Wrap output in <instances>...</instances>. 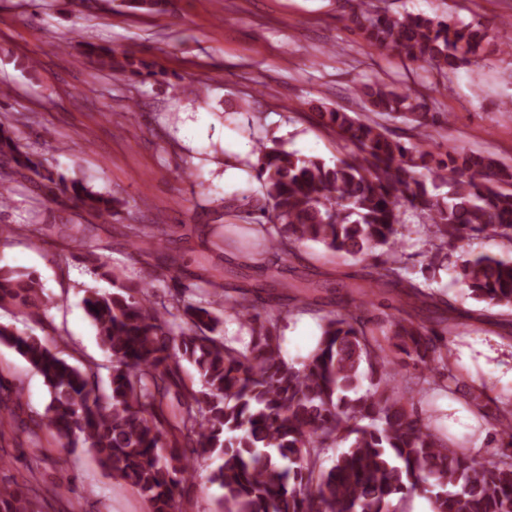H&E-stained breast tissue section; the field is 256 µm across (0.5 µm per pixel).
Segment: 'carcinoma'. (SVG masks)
<instances>
[{
  "label": "carcinoma",
  "instance_id": "obj_1",
  "mask_svg": "<svg viewBox=\"0 0 512 512\" xmlns=\"http://www.w3.org/2000/svg\"><path fill=\"white\" fill-rule=\"evenodd\" d=\"M168 0H126V6L160 12ZM351 21L378 49L448 74L477 61L488 32L479 24L450 22L424 14L391 13L374 0H360ZM101 67L144 80L151 65L102 49ZM378 119L325 108L317 118L353 146L329 166L300 157L276 141L258 142L256 177L261 204L247 214L268 225L260 262L242 268L280 274L278 263L303 259L307 242L365 263L370 288H393L405 305L388 316L386 343L368 327L364 303L343 312L323 311L309 286L283 282L298 313L318 315L321 335L300 363L282 354L274 336L286 313L261 296L258 286L227 288L231 268L210 275L188 301L176 290L167 302L97 266L112 291H89L84 302L101 346L110 355V392L96 394L97 372L69 363L45 340L0 325V344L13 348L43 379L50 400L32 420V435L45 427L66 450L86 449L112 477L135 485L151 512H179L184 456L214 464L209 481L223 494L219 512H398V502L417 490L430 494L434 512H512V400H495L471 388L465 401L490 423L500 442L499 460L462 452L424 423L415 398L457 380L448 359L455 325L427 326L412 311L439 296L403 275L397 235L404 208L427 215L438 249L492 232L512 243V170L489 155L429 148L448 123L429 112L425 100L386 82L355 90ZM411 123L408 141L383 120ZM0 205L13 187L34 175L54 202L75 203L94 221L112 219L115 199L81 183L67 182L23 149L9 124L0 123ZM447 187L444 193L441 187ZM138 239L136 252L148 263L175 242L167 228ZM456 281L471 298L512 311V259L481 254L454 266ZM33 273L0 265V306L14 305L36 317L46 307ZM248 327L251 341L240 349L223 334L224 316ZM191 363L200 388L186 384L182 363ZM364 393H359L363 383ZM178 400L170 421L169 395ZM0 438L12 427L15 401L0 376ZM344 446L333 465L324 454ZM38 491L0 488V512H37Z\"/></svg>",
  "mask_w": 512,
  "mask_h": 512
}]
</instances>
